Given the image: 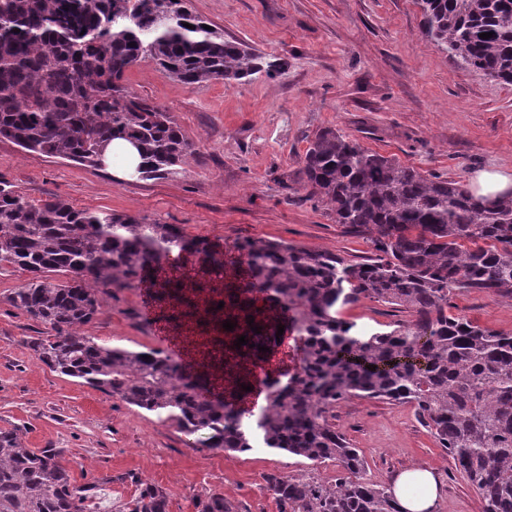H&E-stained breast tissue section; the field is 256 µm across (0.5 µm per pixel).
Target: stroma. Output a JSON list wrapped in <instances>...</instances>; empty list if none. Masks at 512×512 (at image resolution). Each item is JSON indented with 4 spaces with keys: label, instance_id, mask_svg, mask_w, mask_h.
Returning a JSON list of instances; mask_svg holds the SVG:
<instances>
[{
    "label": "stroma",
    "instance_id": "1",
    "mask_svg": "<svg viewBox=\"0 0 512 512\" xmlns=\"http://www.w3.org/2000/svg\"><path fill=\"white\" fill-rule=\"evenodd\" d=\"M195 13L256 50L284 59L281 73L224 85L188 86L145 61L129 88L170 112L196 151L178 174L114 179L106 168L22 151L0 139V179L28 199L147 217L230 250L242 238L282 240L349 261L371 254L297 181L315 134L331 127L364 147L425 174L468 185L481 169L512 170V85L454 67L425 36L416 0H191ZM29 279L0 271V429L25 431L30 448H58L74 477L108 476L96 512H121L135 472L167 493V512H196L218 491L237 512H279L269 473L328 481L332 465H312L257 448L227 454L193 448L169 423L36 362L29 348L41 324L8 298ZM142 293L105 301L84 326L98 342L134 350L164 347L131 320ZM450 314L512 332V299L479 291L449 300ZM336 427L358 448L369 477L390 483L404 469L436 473L434 512H482L474 487L456 471L405 404L354 398L336 407Z\"/></svg>",
    "mask_w": 512,
    "mask_h": 512
}]
</instances>
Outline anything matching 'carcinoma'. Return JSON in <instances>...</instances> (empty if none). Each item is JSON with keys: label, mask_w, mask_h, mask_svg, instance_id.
Returning <instances> with one entry per match:
<instances>
[{"label": "carcinoma", "mask_w": 512, "mask_h": 512, "mask_svg": "<svg viewBox=\"0 0 512 512\" xmlns=\"http://www.w3.org/2000/svg\"><path fill=\"white\" fill-rule=\"evenodd\" d=\"M426 37L449 60L512 84V0H417ZM193 25L189 29L185 24ZM190 0H0V138L26 152L96 166L103 143L125 140L141 154L144 179L166 178L194 151L170 113L130 91L126 73L143 60L184 85L271 77L286 62L224 38ZM493 33L488 39L482 33ZM135 46H130V43ZM300 183L373 254L360 262L285 241L233 244L236 270L264 294L263 308L237 291L222 308L185 297L164 278L160 319L235 324L248 340L239 355L259 358L284 328L303 341L295 372L266 379V405L246 412L224 395L205 397L187 366L159 348L99 344L82 332L107 298L141 287L143 274L183 253L198 266L224 253L175 224L77 210L60 199L35 203L0 180V270L30 274L8 298L45 326L34 358L121 402L171 423L191 445L228 454L284 451L336 476L266 475L280 512H404L389 488L336 429V405L353 398L408 404L483 501L512 512V334L448 314L456 292L512 297V194L478 199L455 182L424 175L334 128L310 141ZM362 300L408 314L391 329L341 317ZM254 323H249V320ZM258 332H253V328ZM59 448H29L16 427L0 429V512H92L112 477L82 483ZM122 512H167V494L137 473ZM197 512H235L221 492Z\"/></svg>", "instance_id": "1"}]
</instances>
